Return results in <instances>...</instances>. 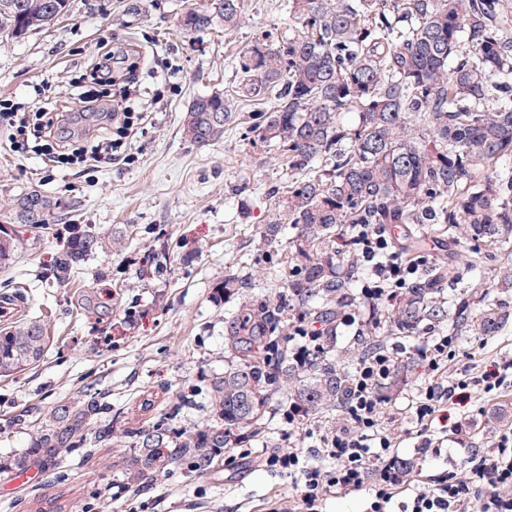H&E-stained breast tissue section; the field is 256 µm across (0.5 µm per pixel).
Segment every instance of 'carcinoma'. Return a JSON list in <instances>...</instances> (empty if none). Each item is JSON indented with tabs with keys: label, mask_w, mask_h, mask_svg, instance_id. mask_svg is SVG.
Returning a JSON list of instances; mask_svg holds the SVG:
<instances>
[{
	"label": "carcinoma",
	"mask_w": 512,
	"mask_h": 512,
	"mask_svg": "<svg viewBox=\"0 0 512 512\" xmlns=\"http://www.w3.org/2000/svg\"><path fill=\"white\" fill-rule=\"evenodd\" d=\"M71 0H0V37L18 39L71 11ZM290 24L257 35L236 60L232 93L189 105L184 138L208 145L240 119L236 104L265 99L252 128L266 148L264 164L299 174L288 189L271 188L275 218L263 243L281 239L283 291L274 299L243 294L278 269L227 275L219 290L240 295L224 320V375L210 384L212 416L194 433H177L165 407L147 425L126 426L132 463L126 487L138 488L183 460L204 471L234 444L245 445L268 413L271 397L317 414L342 406L347 373L332 350L289 344L290 309L329 332L361 298L354 263L357 224H392L394 250L406 256L447 243V258L424 266L390 312L375 311L362 333V352L396 336L448 329L454 336H496L508 324L501 296L512 294V264L490 273L478 290L472 271L512 247V0H288ZM240 0H213L181 17L186 33L234 32ZM60 209L38 189L16 195L8 213L40 232ZM122 239L74 230L56 275L71 274L106 245ZM17 239L0 236V269ZM469 258L457 264L458 250ZM49 324L21 319L0 329V376L38 362L50 343ZM104 410L94 393L53 411L35 452L57 457L83 441L87 420Z\"/></svg>",
	"instance_id": "obj_1"
}]
</instances>
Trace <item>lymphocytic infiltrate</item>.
I'll return each mask as SVG.
<instances>
[{
    "mask_svg": "<svg viewBox=\"0 0 512 512\" xmlns=\"http://www.w3.org/2000/svg\"><path fill=\"white\" fill-rule=\"evenodd\" d=\"M11 128L10 144L20 153L36 152L46 139L90 167L111 163L121 150L122 137L134 131L133 112L118 101L109 114L121 125V139L75 141L66 124L67 111L42 108L33 116L7 112L0 116ZM355 262L368 273L360 294L369 308L393 303L411 284L423 257L402 258L389 248L384 226L361 225ZM455 339L448 335L413 346L411 353L425 363L430 379L408 406L419 455L440 453L447 437L436 427L446 424L449 404L468 396L470 388L494 394L512 387V360L492 368L465 367L461 376L447 378L444 369L453 358ZM400 353L395 347L379 346L357 360L347 378L342 408L344 425L319 434L318 450L331 459L329 468L310 465L296 444L266 456L268 466L288 475H300L288 498V512H322L331 496L367 491L365 512H512V430L501 431L490 450H467L463 474L449 473L428 486L411 488L393 451L394 442L383 425L381 390L396 371Z\"/></svg>",
    "mask_w": 512,
    "mask_h": 512,
    "instance_id": "f902f5d3",
    "label": "lymphocytic infiltrate"
}]
</instances>
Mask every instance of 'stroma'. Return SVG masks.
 <instances>
[{
    "mask_svg": "<svg viewBox=\"0 0 512 512\" xmlns=\"http://www.w3.org/2000/svg\"><path fill=\"white\" fill-rule=\"evenodd\" d=\"M207 3L74 0L50 27L0 42V101L13 111L34 112L64 99L70 82L110 45L127 49L139 64L142 91L161 100L127 139L121 159L93 169L18 156L9 148V126L0 123V229L19 241L0 284L16 287L24 316L45 319L53 336L43 359L0 377V512H272L288 499L290 479L259 455L289 442L281 393L242 465L228 467L219 457L199 473L185 463L134 492L122 486L127 447L104 448L90 436L59 459L33 451L56 406L93 392L104 393L118 421L141 391L153 392L159 403L196 394L199 407L181 413L174 426L199 429L208 387L224 373V319L239 299L223 297L217 286L264 260L269 188L287 186L294 174L263 167L264 149L252 143L251 127L271 100L241 104L238 126L205 147L184 139L182 119L194 98L231 90L239 51L260 31L286 27L288 9L287 0H242L243 21L233 33H184L182 13ZM32 187L62 204L37 240L11 223L6 210L10 198ZM75 224L119 233L126 248L98 251L60 282L51 269ZM160 251L167 262L158 270L148 257ZM508 352L512 324L496 336L458 337L448 373L489 365ZM426 378L416 360L399 367L383 421L397 455L413 462L414 480L429 482L459 471L461 447L486 448L512 426V390L481 399L477 416L467 400L449 409V424L470 422L463 444L423 457L408 437L405 409ZM22 455L40 478L13 490L10 464Z\"/></svg>",
    "mask_w": 512,
    "mask_h": 512,
    "instance_id": "1",
    "label": "stroma"
}]
</instances>
